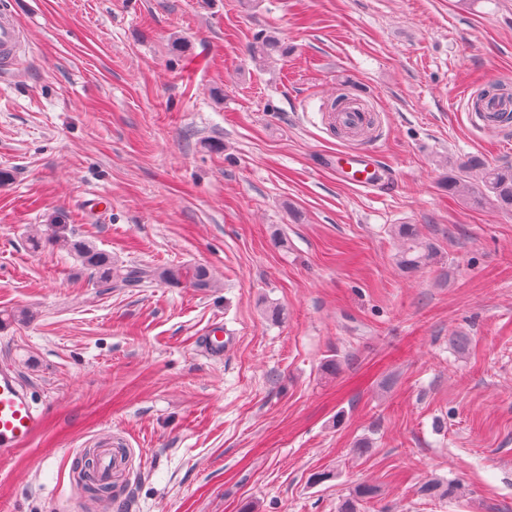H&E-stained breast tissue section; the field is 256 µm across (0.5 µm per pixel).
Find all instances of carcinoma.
Returning <instances> with one entry per match:
<instances>
[{
	"mask_svg": "<svg viewBox=\"0 0 512 512\" xmlns=\"http://www.w3.org/2000/svg\"><path fill=\"white\" fill-rule=\"evenodd\" d=\"M251 52L253 58L264 59L283 54L286 49L278 39L265 35L257 38L251 47ZM444 186L449 194L459 196L474 205L512 212V165L490 166L478 161H470L466 164L451 166L448 169V176L445 177ZM395 235L402 242L396 257L397 264L402 270L417 272L434 259V247L420 237L415 225L398 224ZM68 246L81 259L84 266L94 271L99 280L116 287H139L157 278L173 284L187 280L193 287L201 289L214 287L208 270L203 267L194 269L190 275L183 273L179 268H166L161 272L144 265L118 268L112 265V259L108 254L97 250L83 240L74 239L68 242ZM420 493L427 497L455 498L460 494V488L459 484L454 482L443 484L430 480L422 485ZM379 495L378 486L369 483L359 484L343 501L339 512H359L362 503L375 499Z\"/></svg>",
	"mask_w": 512,
	"mask_h": 512,
	"instance_id": "cac0c4a2",
	"label": "carcinoma"
}]
</instances>
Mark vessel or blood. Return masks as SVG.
Masks as SVG:
<instances>
[{
  "mask_svg": "<svg viewBox=\"0 0 512 512\" xmlns=\"http://www.w3.org/2000/svg\"><path fill=\"white\" fill-rule=\"evenodd\" d=\"M23 34L13 23L0 21V57L13 54L22 44ZM476 118L487 128L499 131L512 124V99L486 98ZM340 175L354 186L372 190L379 184V168L375 157L364 151H341L336 155ZM47 419L45 408L33 399L13 366L0 364V458L15 456L43 429ZM100 450L96 478L99 483L112 481L114 469L121 460L112 451L111 436L95 440Z\"/></svg>",
  "mask_w": 512,
  "mask_h": 512,
  "instance_id": "b4317fda",
  "label": "vessel or blood"
}]
</instances>
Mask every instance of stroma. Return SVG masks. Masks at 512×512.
Segmentation results:
<instances>
[{"label":"stroma","instance_id":"obj_1","mask_svg":"<svg viewBox=\"0 0 512 512\" xmlns=\"http://www.w3.org/2000/svg\"><path fill=\"white\" fill-rule=\"evenodd\" d=\"M7 10L28 48L0 61V363L47 422L0 461V512H338L363 482L364 512H512V214L443 187L449 163L512 164L469 117L489 77L512 86V0ZM261 33L287 55L252 60ZM357 91L362 139L326 117ZM362 148L374 195L332 168ZM398 224L434 266H397ZM70 239L215 285L112 288ZM105 430L129 446L112 501L74 482ZM431 479L461 497L420 495ZM380 495V489L377 485L362 483L357 485L353 492L347 497L339 512H359L363 502L376 499Z\"/></svg>","mask_w":512,"mask_h":512}]
</instances>
